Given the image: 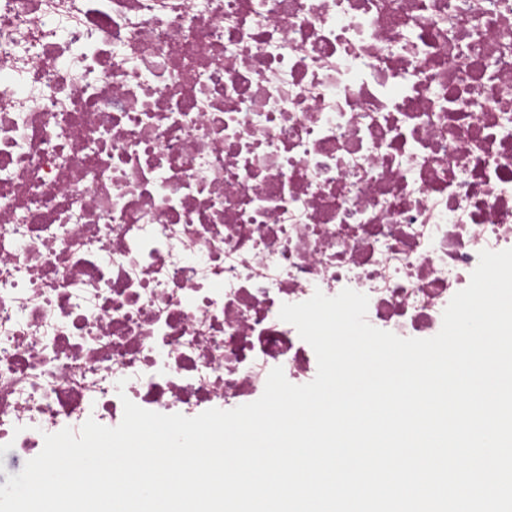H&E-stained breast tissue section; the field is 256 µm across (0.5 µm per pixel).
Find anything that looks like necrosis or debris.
I'll return each instance as SVG.
<instances>
[{"mask_svg":"<svg viewBox=\"0 0 512 512\" xmlns=\"http://www.w3.org/2000/svg\"><path fill=\"white\" fill-rule=\"evenodd\" d=\"M512 249V0H0V444L303 385L282 304L439 333Z\"/></svg>","mask_w":512,"mask_h":512,"instance_id":"necrosis-or-debris-1","label":"necrosis or debris"}]
</instances>
